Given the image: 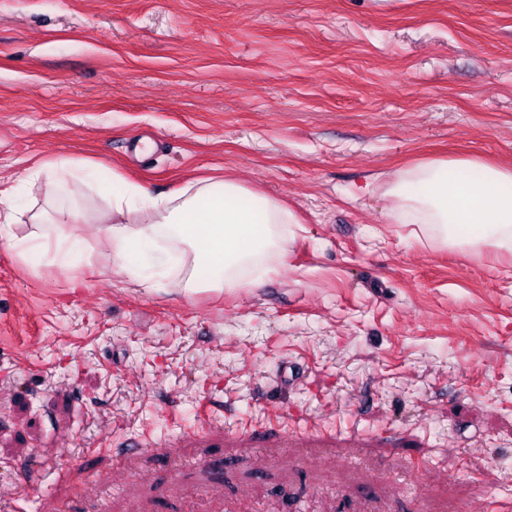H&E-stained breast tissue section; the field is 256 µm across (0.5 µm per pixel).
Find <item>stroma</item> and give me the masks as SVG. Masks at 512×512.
Masks as SVG:
<instances>
[{
    "label": "stroma",
    "instance_id": "35a3bbf8",
    "mask_svg": "<svg viewBox=\"0 0 512 512\" xmlns=\"http://www.w3.org/2000/svg\"><path fill=\"white\" fill-rule=\"evenodd\" d=\"M156 135L143 160L136 138ZM512 167V0H0V180L227 178L288 263L188 297L0 239V512H481L512 498V256L386 223Z\"/></svg>",
    "mask_w": 512,
    "mask_h": 512
}]
</instances>
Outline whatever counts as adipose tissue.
I'll return each mask as SVG.
<instances>
[{
  "label": "adipose tissue",
  "mask_w": 512,
  "mask_h": 512,
  "mask_svg": "<svg viewBox=\"0 0 512 512\" xmlns=\"http://www.w3.org/2000/svg\"><path fill=\"white\" fill-rule=\"evenodd\" d=\"M37 182L49 198L94 187L108 205L98 228L110 245L105 268L142 283L172 279L189 297L219 293L243 285L266 257L288 262L287 227L296 218L276 197L229 179L190 181L155 197L86 161L37 162L23 181L0 183V237L24 261L41 252L65 267L86 258L76 232L86 214L33 211L26 187ZM385 194L387 222L411 225L415 239L512 255V167L478 157L431 159L397 171ZM25 221L35 231L17 236L14 226ZM162 240L167 250H159Z\"/></svg>",
  "instance_id": "ef3b65f1"
}]
</instances>
